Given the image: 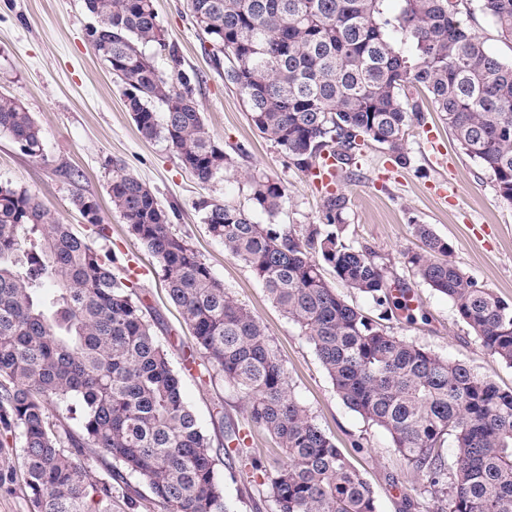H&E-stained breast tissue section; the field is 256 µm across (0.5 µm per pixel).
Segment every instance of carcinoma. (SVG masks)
<instances>
[{"instance_id":"cac0c4a2","label":"carcinoma","mask_w":512,"mask_h":512,"mask_svg":"<svg viewBox=\"0 0 512 512\" xmlns=\"http://www.w3.org/2000/svg\"><path fill=\"white\" fill-rule=\"evenodd\" d=\"M512 42V0H479ZM195 23L227 61L253 126L292 164L318 171L358 163L374 141L406 164L405 136L420 101L441 114L461 147L512 199V62L489 51L450 0H190ZM92 48L123 84L124 105L145 139L161 138L202 184L234 168L212 137L191 77L166 42L154 0H84ZM167 52L161 71L146 48ZM164 107L159 113L154 104ZM0 133L32 157L42 131L21 100L0 95ZM254 207L275 217L285 186L243 175ZM109 196L159 264L191 328L205 371L245 399L251 423L286 461L267 476L275 512H378L373 490L291 392L266 326L226 292L201 255L173 232L155 193L112 163ZM88 197L74 206L107 237ZM347 199L328 194L322 223L302 231L259 224L228 204L204 205L209 234L255 274L312 345L342 401L386 431L425 473L433 504L421 512H512V390L465 364L391 334L383 321L408 311L373 252L343 235ZM424 248L406 254L420 280L448 297L482 347L512 365V305L448 260L427 224ZM379 310L368 315L331 288L325 268ZM122 263L56 220L25 190L0 184V429L17 434L34 512H112V482L135 478L163 512H231L215 473L216 450L182 391V378L146 318ZM454 437L447 460L442 448ZM107 478L88 487L89 456Z\"/></svg>"}]
</instances>
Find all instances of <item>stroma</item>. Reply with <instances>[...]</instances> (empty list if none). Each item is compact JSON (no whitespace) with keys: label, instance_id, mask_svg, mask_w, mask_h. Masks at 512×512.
<instances>
[{"label":"stroma","instance_id":"1","mask_svg":"<svg viewBox=\"0 0 512 512\" xmlns=\"http://www.w3.org/2000/svg\"><path fill=\"white\" fill-rule=\"evenodd\" d=\"M154 5L167 42L178 47L186 72L196 77L204 120L233 158L235 173L201 184L166 141L141 137L124 107L121 83L88 40L90 19L83 0H0V93L23 101L42 129L44 146L43 158H34L0 134V183L27 190L95 249H112L137 271L146 316L182 376L184 396L202 429L218 442L222 423L234 424L246 433L249 456L262 469L251 477L226 461L216 462L233 512H273L262 473L280 465L283 456L267 432L252 426L240 394L220 379L198 381L197 366L188 362L195 340L166 297L155 272L157 262L112 207L108 182L113 162L125 164L152 188L171 216L173 231L186 237L225 290L264 323L285 363L293 394L371 485L378 512H409L408 502L428 503L425 475L394 452L384 430L342 402L297 326L275 306L250 268L208 234L202 204L249 209L257 223H268L265 213L253 210L241 178L242 172L255 168L285 186L287 201L276 221L291 229L320 223L326 191L346 196L347 238L374 251L378 262L410 290L415 318L409 321L395 313L391 333L512 389V366L483 349L448 298L423 284L403 258L421 247L414 226L431 225L464 273L512 304V200L499 196L489 174L429 107L422 123L409 131L406 164L395 163L388 149L372 142L351 174L325 188L255 129L243 97L217 69L189 0H154ZM458 12L490 51L512 62V42L501 37L478 0H459ZM77 193L97 200L109 227L107 238L93 233L75 208L72 197ZM219 410L224 413L220 419L215 416ZM21 469L20 446L0 447V512H33Z\"/></svg>","mask_w":512,"mask_h":512}]
</instances>
